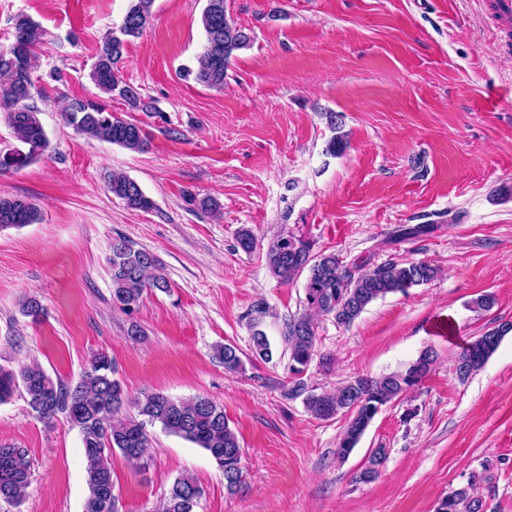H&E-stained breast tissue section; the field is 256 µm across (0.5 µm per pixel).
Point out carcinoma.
Here are the masks:
<instances>
[{
    "mask_svg": "<svg viewBox=\"0 0 512 512\" xmlns=\"http://www.w3.org/2000/svg\"><path fill=\"white\" fill-rule=\"evenodd\" d=\"M153 4L154 0H130L119 34L103 43L91 72L92 80L103 93L118 96L145 111L151 106L141 98L137 87L120 78L119 65L127 38L142 35L149 24ZM201 24L205 44L196 58L195 68H188L186 72L208 87L222 88L231 61L240 51L250 48L253 39L228 14L226 0H206ZM14 34L20 39L19 50L0 47V108L7 111L8 124L19 146L0 156V173L29 164L49 146L38 117L39 109L29 104L34 88L32 72L38 66L36 49L46 31L40 23L22 13L14 19ZM63 118L87 137L133 152L147 146V136L139 125L112 115L100 103L74 101ZM326 119L332 136L325 153L339 156L348 147L347 139L340 132L336 113H326ZM108 189L131 209L153 207L141 186L123 172L114 171L108 176ZM37 218V210L29 201L0 197V229L33 224ZM106 261L112 281V304L125 312L137 308L149 292L170 290L156 257L147 250L135 248L124 236L112 240ZM266 262L270 272L283 283L307 274L304 310L286 319L281 333L284 352L288 353L289 366L295 374L304 372L316 355L313 316H331L336 324L349 327L372 302L427 285L438 274L437 268L424 261L389 259L348 266L334 253H313L310 241L290 232L270 243ZM20 307L23 315L35 320L44 315L42 304L34 296L23 297ZM511 332L512 324L504 323L470 341L457 357L459 379L464 381L479 370ZM251 350L254 357L263 361L273 357L271 343L261 330L253 332ZM214 351L224 370L241 369L242 359L235 346L217 345ZM433 362L432 352L425 351L403 372L360 376L333 390L309 395L306 405L315 416L328 419L339 413L349 415L336 447V457L346 459L378 408L416 385ZM114 373L112 358L105 353L94 355L74 384L53 379L37 364H21L16 369L0 366V404L9 402L21 390L39 419L50 423L62 413L78 430L88 485L84 512H116L112 454L118 451L127 459L143 460L150 442L149 428L155 426L206 450L222 471L229 493L242 489L245 484L241 466L243 450L224 415L223 405L206 396L174 399L159 391L131 400L119 380L113 378ZM387 458L388 449H373L368 465L356 473L354 481L365 483L375 479ZM31 475L28 450L0 443V499L20 503ZM486 480V475L474 474L467 484L456 488L457 507L449 512H482L486 501L478 493V487ZM202 494V488L193 477L181 475L164 495L157 512H196Z\"/></svg>",
    "mask_w": 512,
    "mask_h": 512,
    "instance_id": "cac0c4a2",
    "label": "carcinoma"
}]
</instances>
